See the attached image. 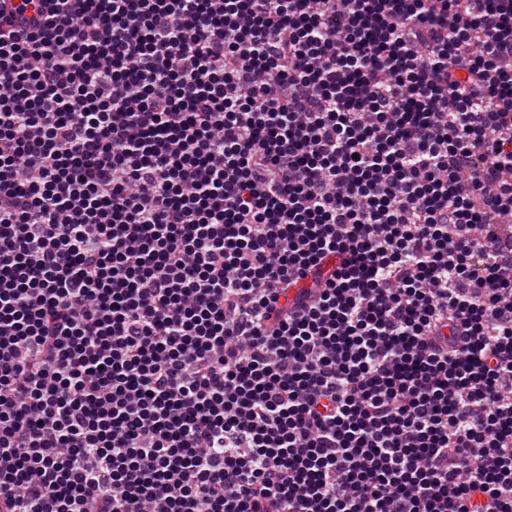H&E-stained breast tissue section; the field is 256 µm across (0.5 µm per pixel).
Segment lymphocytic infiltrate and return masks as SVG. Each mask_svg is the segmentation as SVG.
<instances>
[{"instance_id": "obj_1", "label": "lymphocytic infiltrate", "mask_w": 512, "mask_h": 512, "mask_svg": "<svg viewBox=\"0 0 512 512\" xmlns=\"http://www.w3.org/2000/svg\"><path fill=\"white\" fill-rule=\"evenodd\" d=\"M512 0H0V512H512Z\"/></svg>"}]
</instances>
